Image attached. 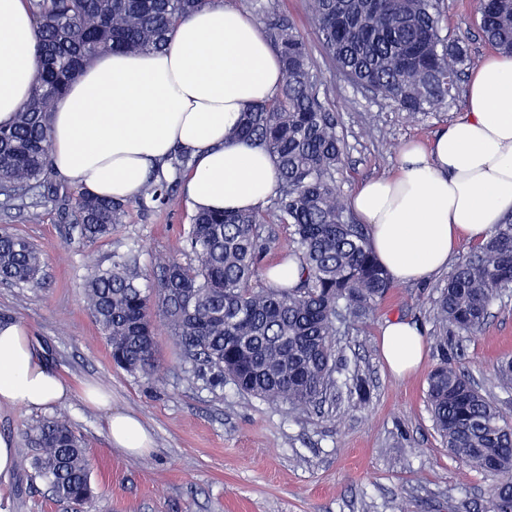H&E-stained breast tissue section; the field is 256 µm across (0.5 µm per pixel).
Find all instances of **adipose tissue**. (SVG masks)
Returning a JSON list of instances; mask_svg holds the SVG:
<instances>
[{
	"label": "adipose tissue",
	"mask_w": 512,
	"mask_h": 512,
	"mask_svg": "<svg viewBox=\"0 0 512 512\" xmlns=\"http://www.w3.org/2000/svg\"><path fill=\"white\" fill-rule=\"evenodd\" d=\"M37 69L26 0H0V125L29 98ZM283 81L261 26L219 0L178 23L162 51L104 55L88 66L54 105L51 164L82 190L132 200L182 150L191 158L183 182L192 210L262 208L278 188L276 166L263 147L228 132ZM347 204L395 283L428 281L462 241H485L512 216V55H489L466 86L463 114L428 145L404 146L395 172L362 184ZM380 348L403 377L422 364L425 337L392 319ZM71 393L24 324L0 323V406L44 408ZM107 429L112 447L136 455L151 448L134 415H110Z\"/></svg>",
	"instance_id": "1"
}]
</instances>
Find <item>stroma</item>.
<instances>
[{
    "label": "stroma",
    "mask_w": 512,
    "mask_h": 512,
    "mask_svg": "<svg viewBox=\"0 0 512 512\" xmlns=\"http://www.w3.org/2000/svg\"><path fill=\"white\" fill-rule=\"evenodd\" d=\"M272 2L304 35L324 81L336 86L329 104L342 115L339 132L347 146L336 175L342 193L392 173L407 141H428L462 114L460 101L428 118L411 119L387 100L341 81L323 53L307 0ZM441 9L449 39L466 42L481 58L492 53L478 28L477 0H442ZM32 204L42 214L40 223L26 219ZM190 216L184 202L149 212L133 205L111 238L82 248L67 244V225L41 189L31 190L21 203L0 195V226L29 238L46 261L39 288L0 283V319L26 324L47 360L72 385L70 399L53 410L85 441L100 512H485L494 478L453 459L431 418L426 389L436 349L427 347L422 365L400 378L386 366L379 345L384 321L393 318L434 335L433 300L447 273L425 283L393 285L368 325L339 336L336 352L345 361L336 374L341 394L319 413L272 406L229 383L213 390L190 378L162 324L156 329L153 377L113 366L83 302L84 275L130 248L145 271L160 254L188 261L183 233ZM448 348L463 351V369L512 418V391L496 384L498 364L512 358V288L492 302L481 332L453 334ZM356 372L371 382L363 405L347 391ZM88 382L108 393L105 406L84 403L81 390ZM114 413L144 423L152 437L148 453L135 456L111 447L107 419ZM40 416L23 406L0 407V436L18 447L14 468L0 474V503L7 512H66L30 481L22 434Z\"/></svg>",
    "instance_id": "obj_1"
}]
</instances>
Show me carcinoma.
<instances>
[{"instance_id": "obj_1", "label": "carcinoma", "mask_w": 512, "mask_h": 512, "mask_svg": "<svg viewBox=\"0 0 512 512\" xmlns=\"http://www.w3.org/2000/svg\"><path fill=\"white\" fill-rule=\"evenodd\" d=\"M39 61L37 82L14 122L0 126V195L22 200L34 188L74 225L77 243L112 236L131 205L88 191L59 192L49 160L56 100L96 58L112 51L161 49L180 21L217 0H27ZM258 16L285 79L268 102L242 113L233 137L258 144L272 157L280 180L257 211L196 212L186 247L193 261L160 256L151 284L136 260L95 266L83 277L86 308L110 350L129 372L155 373L156 320L181 350L185 372L212 388L238 391L296 411L336 397V336L370 320L392 282L375 257L365 225L355 221L336 186L346 144L341 116L322 98L330 94L305 40L288 16L266 0H238ZM313 24L336 72L354 88L390 100L422 119L459 97L463 71L477 65L462 41L442 35L439 0H310ZM480 30L496 50L512 55V0H479ZM177 180L151 172L134 203L146 208L180 204ZM289 229L283 248L276 228ZM272 251L296 259L292 288H255ZM41 251L28 238L0 227V282L37 288L45 276ZM512 285V218L484 245L456 264L435 301L441 353L428 376L427 396L437 432L461 463L488 475L512 473V420L484 396L448 355V335L476 334L488 308ZM497 385L512 390V360L497 367ZM30 478L52 497L92 512L95 492L83 441L60 414L23 433ZM487 512H512V481L497 485Z\"/></svg>"}]
</instances>
